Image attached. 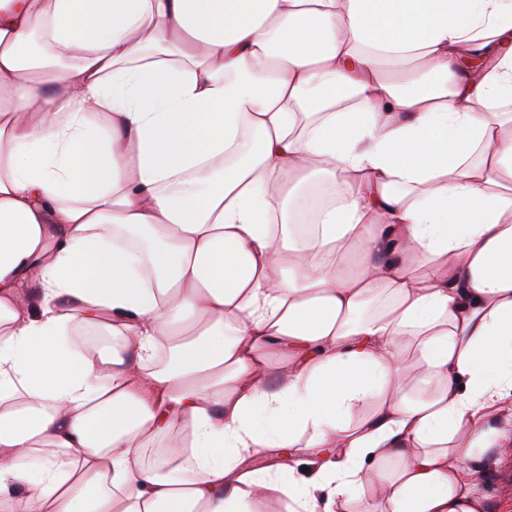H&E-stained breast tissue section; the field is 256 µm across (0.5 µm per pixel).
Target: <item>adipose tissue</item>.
I'll return each mask as SVG.
<instances>
[{
    "instance_id": "obj_1",
    "label": "adipose tissue",
    "mask_w": 512,
    "mask_h": 512,
    "mask_svg": "<svg viewBox=\"0 0 512 512\" xmlns=\"http://www.w3.org/2000/svg\"><path fill=\"white\" fill-rule=\"evenodd\" d=\"M510 451L512 0H0L1 507L486 512ZM382 508L373 490L365 486L358 499L340 507V512H377Z\"/></svg>"
}]
</instances>
